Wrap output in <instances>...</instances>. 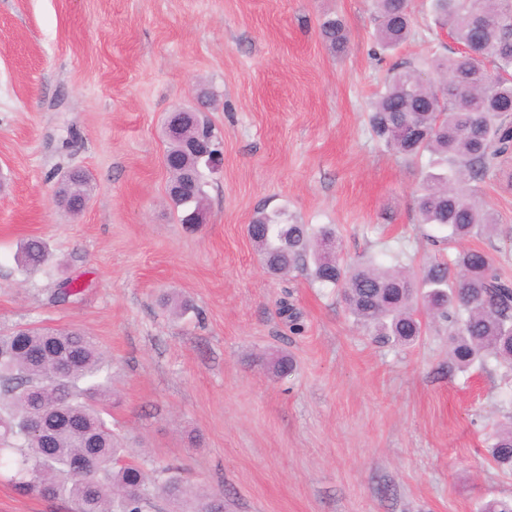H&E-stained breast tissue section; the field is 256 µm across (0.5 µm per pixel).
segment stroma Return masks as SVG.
I'll use <instances>...</instances> for the list:
<instances>
[{"instance_id":"stroma-1","label":"stroma","mask_w":512,"mask_h":512,"mask_svg":"<svg viewBox=\"0 0 512 512\" xmlns=\"http://www.w3.org/2000/svg\"><path fill=\"white\" fill-rule=\"evenodd\" d=\"M374 57L370 0H0V333L80 330L104 351L108 410L127 457L148 476L178 469L224 512H479L512 499V472L489 449L512 419V371L448 369L445 324L392 348L356 324L337 291L261 266L247 226L260 208L332 224L343 262L403 251L433 259L417 223L420 165L368 124L394 67L448 42L430 0ZM345 24L330 53L319 22ZM212 99L224 166L207 221L179 224L166 197L161 132L169 112ZM90 197L70 214L55 197L68 171ZM499 230L470 244L512 278V160L480 183ZM42 239L48 265L26 270L20 243ZM78 289L69 301L62 282ZM188 300L173 316L164 295ZM301 314L290 333L278 303ZM291 354L278 379L258 358ZM0 512H75L19 494L0 477Z\"/></svg>"}]
</instances>
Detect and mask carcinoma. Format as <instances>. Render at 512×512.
Here are the masks:
<instances>
[{
	"instance_id": "1",
	"label": "carcinoma",
	"mask_w": 512,
	"mask_h": 512,
	"mask_svg": "<svg viewBox=\"0 0 512 512\" xmlns=\"http://www.w3.org/2000/svg\"><path fill=\"white\" fill-rule=\"evenodd\" d=\"M378 20L377 45L394 51L410 36L408 0H372ZM435 23L448 29L452 44L441 46L421 68L396 69L372 102L370 124L392 152L422 162L417 219L448 232L458 245L454 258L434 259L422 274L402 264L374 259L343 264L333 224H300L284 209L255 213L247 234L265 270L286 277L308 271L313 282L339 288L349 313L377 340L410 346L425 332L420 310L448 325V371L466 372L491 359L512 369V280L480 248L461 247L471 238L497 234L498 219L478 197L476 183L493 177L512 157V0H431ZM321 36L333 52L348 44L341 20L327 17ZM199 138L220 145L212 124L198 119L185 142L168 140L165 158L177 156L169 185L191 184V192L168 193L184 224L205 209L208 169L187 149ZM84 173L70 172L57 191L65 207L83 210L88 198ZM36 238L20 247L26 267L47 263ZM293 360L282 354L272 373L283 378ZM112 375L95 340L80 331L51 328L0 334V468L12 473L16 489L44 498H65L76 512H148L162 495L175 512H224L216 495L192 497L179 471L149 478L123 462L125 448L112 432L103 402ZM491 457L512 471V420L494 436ZM77 460L87 467L76 473Z\"/></svg>"
}]
</instances>
